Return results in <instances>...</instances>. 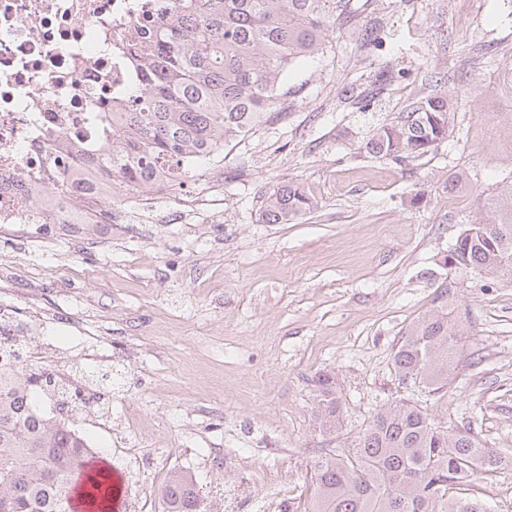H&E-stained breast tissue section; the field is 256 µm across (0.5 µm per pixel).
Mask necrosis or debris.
<instances>
[{
	"mask_svg": "<svg viewBox=\"0 0 512 512\" xmlns=\"http://www.w3.org/2000/svg\"><path fill=\"white\" fill-rule=\"evenodd\" d=\"M166 10V0H0V224H96L112 195L141 201L116 179L79 202L74 183L94 176L76 150L98 140L97 113L141 83L126 39L148 41L149 16ZM29 329L0 309V357L34 358Z\"/></svg>",
	"mask_w": 512,
	"mask_h": 512,
	"instance_id": "obj_1",
	"label": "necrosis or debris"
}]
</instances>
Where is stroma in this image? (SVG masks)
<instances>
[{
  "instance_id": "35a3bbf8",
  "label": "stroma",
  "mask_w": 512,
  "mask_h": 512,
  "mask_svg": "<svg viewBox=\"0 0 512 512\" xmlns=\"http://www.w3.org/2000/svg\"><path fill=\"white\" fill-rule=\"evenodd\" d=\"M347 10L326 53L289 74L287 112L177 194L182 216L159 204L132 221L116 198L110 224L0 228V307L29 309V344L85 370L94 400L82 409L102 427L125 512H162L173 471L191 477L203 512H225L228 493L236 512L271 499L310 512L314 458L354 447L402 398L512 457V277L446 263L480 216L478 194L512 180V0ZM375 26L393 40L364 44ZM436 92L453 105L454 138L407 166L361 151L375 126ZM288 181L315 209L261 222L269 188ZM441 304L467 331L447 386L399 385L403 334ZM322 372L341 402L328 430L315 416Z\"/></svg>"
}]
</instances>
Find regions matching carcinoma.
I'll return each mask as SVG.
<instances>
[{"label": "carcinoma", "mask_w": 512, "mask_h": 512, "mask_svg": "<svg viewBox=\"0 0 512 512\" xmlns=\"http://www.w3.org/2000/svg\"><path fill=\"white\" fill-rule=\"evenodd\" d=\"M171 2L148 45L128 38L129 56L145 83L102 115L112 152L84 147L80 157L107 179L174 193L199 174L202 161L220 157L226 144L282 113L289 73L324 53L342 3ZM451 114L447 97L430 95L396 122L374 129L362 148L408 164L451 137ZM314 207L303 184L281 183L266 197L261 221L288 224ZM480 207L485 215L457 238L448 265L512 277V183L485 194ZM463 335L460 320L439 311L413 325L394 354L401 383L443 388ZM316 383L317 420L332 427L340 413L333 377L323 372ZM95 459L69 419H45L24 368L0 364V512H76L71 501L79 476L87 477L86 508L107 512L109 475L92 472ZM511 467L469 434L435 426L421 407L400 399L374 414L356 447L313 462L312 512H488L479 497L464 494L463 485L479 469ZM161 499L164 512H202L181 471L171 473Z\"/></svg>", "instance_id": "carcinoma-1"}]
</instances>
